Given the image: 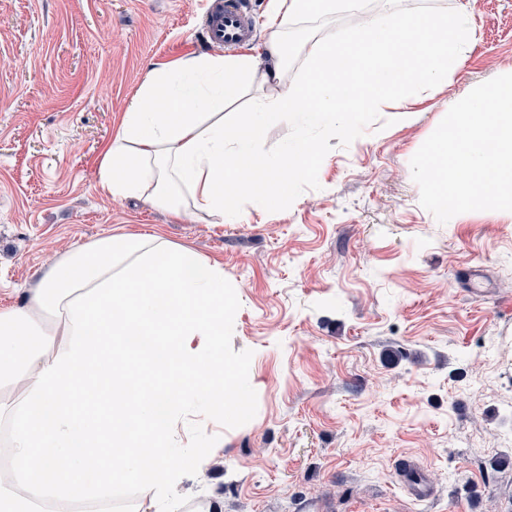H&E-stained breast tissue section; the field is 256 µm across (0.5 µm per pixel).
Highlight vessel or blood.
I'll list each match as a JSON object with an SVG mask.
<instances>
[{"instance_id": "1", "label": "vessel or blood", "mask_w": 512, "mask_h": 512, "mask_svg": "<svg viewBox=\"0 0 512 512\" xmlns=\"http://www.w3.org/2000/svg\"><path fill=\"white\" fill-rule=\"evenodd\" d=\"M205 30L209 44L215 47L229 49L251 42L255 36L251 0H213ZM400 477L412 498L424 500L432 496L433 488L420 467L403 466Z\"/></svg>"}]
</instances>
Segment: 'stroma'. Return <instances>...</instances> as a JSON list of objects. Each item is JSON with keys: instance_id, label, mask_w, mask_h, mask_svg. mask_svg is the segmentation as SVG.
I'll use <instances>...</instances> for the list:
<instances>
[{"instance_id": "35a3bbf8", "label": "stroma", "mask_w": 512, "mask_h": 512, "mask_svg": "<svg viewBox=\"0 0 512 512\" xmlns=\"http://www.w3.org/2000/svg\"><path fill=\"white\" fill-rule=\"evenodd\" d=\"M206 0H0V307L23 305L72 246L159 233L224 269V363L239 404L192 405L170 462L178 497L222 512H512V218L441 224L410 160L449 101L512 66V0H401L406 15L470 13L475 41L410 120L392 105L316 133L266 132L262 156L316 138L285 196L238 197L206 224L105 196L99 161L147 75L210 52ZM351 10L288 26L296 50L357 32ZM208 441L197 466L195 436ZM422 467L411 499L397 468Z\"/></svg>"}]
</instances>
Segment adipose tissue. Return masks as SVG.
<instances>
[{
	"mask_svg": "<svg viewBox=\"0 0 512 512\" xmlns=\"http://www.w3.org/2000/svg\"><path fill=\"white\" fill-rule=\"evenodd\" d=\"M338 0H281L266 60L192 55L152 71L104 147L99 185L181 215L224 221L241 194L285 191L318 157L313 144L259 160L265 132L299 121L334 131L338 117L392 102L456 73L474 29L467 13L405 23L398 0L365 12L358 37L314 40L288 81L289 19L328 17ZM233 137L224 134L232 105ZM224 270L159 234L115 233L74 247L20 307L0 308V446L11 482L0 512H42L112 485H139L152 512L182 480L165 459L172 425L197 402L216 417L236 393L221 352Z\"/></svg>",
	"mask_w": 512,
	"mask_h": 512,
	"instance_id": "adipose-tissue-1",
	"label": "adipose tissue"
}]
</instances>
